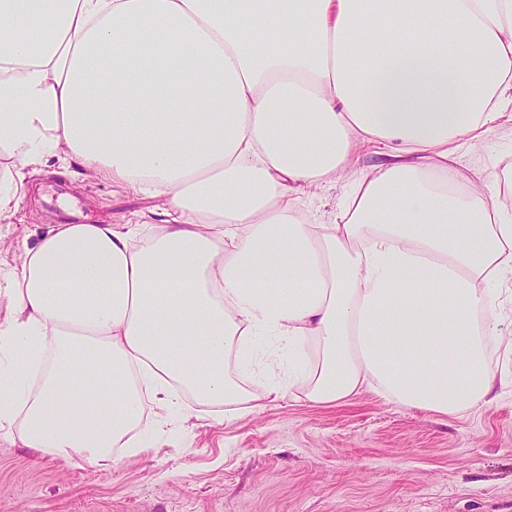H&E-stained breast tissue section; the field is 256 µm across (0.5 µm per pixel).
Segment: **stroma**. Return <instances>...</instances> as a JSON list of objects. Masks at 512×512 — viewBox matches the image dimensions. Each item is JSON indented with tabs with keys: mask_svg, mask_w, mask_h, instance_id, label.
I'll return each instance as SVG.
<instances>
[{
	"mask_svg": "<svg viewBox=\"0 0 512 512\" xmlns=\"http://www.w3.org/2000/svg\"><path fill=\"white\" fill-rule=\"evenodd\" d=\"M512 125L467 145L457 167L494 172ZM56 161L39 190L0 221V269L15 267L37 225L142 224L153 201ZM336 182L302 197L333 223ZM0 512H512V390L457 417L408 409L366 390L319 405L294 392L255 414L172 423L154 448L105 466L63 462L0 437Z\"/></svg>",
	"mask_w": 512,
	"mask_h": 512,
	"instance_id": "35a3bbf8",
	"label": "stroma"
}]
</instances>
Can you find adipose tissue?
<instances>
[{"instance_id": "obj_1", "label": "adipose tissue", "mask_w": 512, "mask_h": 512, "mask_svg": "<svg viewBox=\"0 0 512 512\" xmlns=\"http://www.w3.org/2000/svg\"><path fill=\"white\" fill-rule=\"evenodd\" d=\"M510 108L512 0H0V220L62 155L158 202L0 270V437L104 465L187 396L258 412L274 366L447 417L512 388V209L455 166ZM342 178L335 223L300 216Z\"/></svg>"}]
</instances>
